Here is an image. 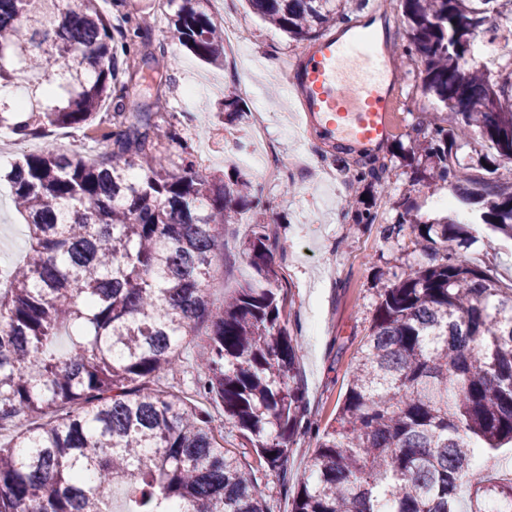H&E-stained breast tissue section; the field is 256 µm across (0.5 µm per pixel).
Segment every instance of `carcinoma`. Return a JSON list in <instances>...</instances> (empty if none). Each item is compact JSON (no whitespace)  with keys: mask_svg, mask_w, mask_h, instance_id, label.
Segmentation results:
<instances>
[{"mask_svg":"<svg viewBox=\"0 0 512 512\" xmlns=\"http://www.w3.org/2000/svg\"><path fill=\"white\" fill-rule=\"evenodd\" d=\"M0 0V129L25 139L82 128L112 106L104 150L71 158L46 149L0 170L26 221L29 248L0 271V512H271L258 469L284 468L312 433L299 382V345L269 256L266 227L245 242L252 279L217 303L208 288L224 225L257 203L251 180L230 183L189 156L170 170L159 147L176 133L140 108L121 71L151 18L110 0ZM209 0H167L169 34L206 63L224 50ZM295 39H317L337 0H248ZM423 93L453 115L420 124L430 176L457 205L512 238V184L487 155L461 163L478 135L512 155V59L483 64L476 32L512 33V0H400ZM168 43L143 55L156 73ZM435 262L394 275L380 294L336 416L317 434L310 475L291 512H512V480L478 459L512 442V286L460 256L469 231L446 216L413 226ZM66 336L68 346L59 347ZM201 335L195 393L224 408L259 468L216 438L214 419L165 387L180 351ZM34 427L19 428L23 419Z\"/></svg>","mask_w":512,"mask_h":512,"instance_id":"cac0c4a2","label":"carcinoma"}]
</instances>
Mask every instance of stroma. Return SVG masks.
<instances>
[{
  "label": "stroma",
  "mask_w": 512,
  "mask_h": 512,
  "mask_svg": "<svg viewBox=\"0 0 512 512\" xmlns=\"http://www.w3.org/2000/svg\"><path fill=\"white\" fill-rule=\"evenodd\" d=\"M207 9L213 18L228 14L249 29L250 44L241 57L208 64L174 44L168 77L137 63L124 80L135 102H150L158 90L166 95L168 103L157 114V122L175 129L193 157L208 156L206 170L212 176L237 173L255 181L259 205L244 213L242 223L226 226L224 256L216 264L210 291L221 299L250 280L252 271L242 243L253 224H264L273 243L272 263L286 290L289 330L300 345L299 376L308 413L322 425L336 413L380 293L391 285L395 273L428 262L427 255L410 242L412 227L440 216L436 203L450 189L429 177L423 144L413 127L424 115L449 126L450 114L422 94L416 74L407 73L401 57L408 43L406 26L400 9H393L385 16L387 35L396 53L394 63L404 84L407 109L392 113L393 132L387 143L356 144L350 152L354 158L363 154L384 162L386 177L368 185L350 181L340 169L327 176L324 164L339 159L336 142L318 128L301 130L294 120L301 105L283 89L284 74L295 67L302 41L264 22L248 0H209ZM231 98L238 100L242 116L223 112L224 100ZM109 116L105 109L92 126L52 129L26 140L2 129L0 163L10 164L21 154L46 147L66 155H93L100 149L97 131L109 127ZM258 123L264 125L280 161L308 154L303 171L288 173L269 185L257 180L254 168L232 159L235 147L250 144ZM218 130L224 134L223 150L206 153ZM359 195L365 198L364 209L374 215L373 223H355L349 203ZM468 231L472 240L463 256L502 285L512 284V239L486 224L469 225ZM26 250L25 227L9 186L1 183L0 266L19 263ZM314 452V439H301L293 444L284 470L259 473L258 486L272 512H289L298 483L309 474Z\"/></svg>",
  "instance_id": "1"
}]
</instances>
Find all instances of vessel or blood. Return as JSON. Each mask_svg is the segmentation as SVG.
Returning <instances> with one entry per match:
<instances>
[{
	"mask_svg": "<svg viewBox=\"0 0 512 512\" xmlns=\"http://www.w3.org/2000/svg\"><path fill=\"white\" fill-rule=\"evenodd\" d=\"M397 80L391 54L356 32L346 38L321 36L286 82L297 91L305 123L320 124L332 139L377 146L391 133L389 110Z\"/></svg>",
	"mask_w": 512,
	"mask_h": 512,
	"instance_id": "obj_1",
	"label": "vessel or blood"
}]
</instances>
